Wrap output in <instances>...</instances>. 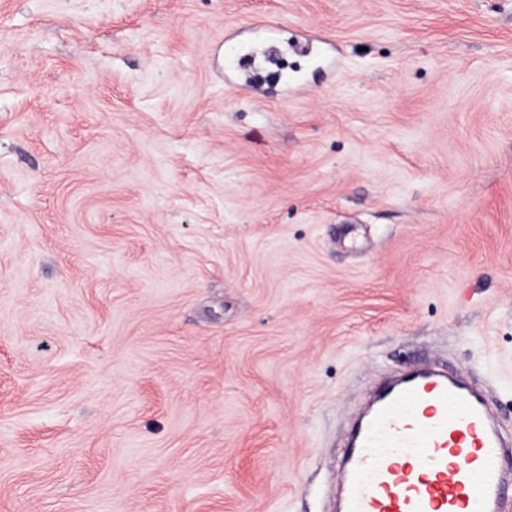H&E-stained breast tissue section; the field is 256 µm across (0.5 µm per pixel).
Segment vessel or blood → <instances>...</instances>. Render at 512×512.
I'll return each mask as SVG.
<instances>
[{
	"label": "vessel or blood",
	"instance_id": "b4317fda",
	"mask_svg": "<svg viewBox=\"0 0 512 512\" xmlns=\"http://www.w3.org/2000/svg\"><path fill=\"white\" fill-rule=\"evenodd\" d=\"M484 399L429 367L386 385L358 422L340 512H505L511 453Z\"/></svg>",
	"mask_w": 512,
	"mask_h": 512
}]
</instances>
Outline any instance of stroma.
I'll use <instances>...</instances> for the list:
<instances>
[{
	"label": "stroma",
	"instance_id": "35a3bbf8",
	"mask_svg": "<svg viewBox=\"0 0 512 512\" xmlns=\"http://www.w3.org/2000/svg\"><path fill=\"white\" fill-rule=\"evenodd\" d=\"M424 362L512 431V0H0V512H333Z\"/></svg>",
	"mask_w": 512,
	"mask_h": 512
}]
</instances>
